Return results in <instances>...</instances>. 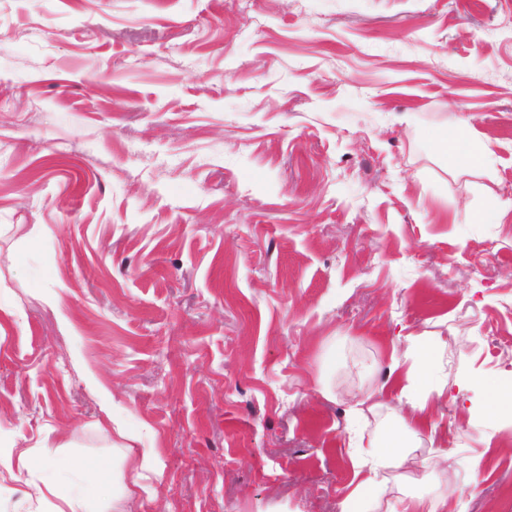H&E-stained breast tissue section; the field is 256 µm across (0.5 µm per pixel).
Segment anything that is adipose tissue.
I'll use <instances>...</instances> for the list:
<instances>
[{"mask_svg":"<svg viewBox=\"0 0 512 512\" xmlns=\"http://www.w3.org/2000/svg\"><path fill=\"white\" fill-rule=\"evenodd\" d=\"M435 151L448 159L461 160L474 169H488L491 162L490 151L479 144L469 121L462 120L453 126H446L433 132L431 136ZM408 350L405 353H392L393 368H405L406 378L412 391L422 393L423 398L412 405L410 411L402 414L400 420L404 430L424 426L428 400L443 393L436 379L440 353L424 337L411 336L407 339ZM411 450L404 441L401 432H388L385 438L369 445H354L350 459L357 472L364 478L356 488L339 504L340 512H371L375 501L384 493L377 481L380 472L401 465Z\"/></svg>","mask_w":512,"mask_h":512,"instance_id":"obj_1","label":"adipose tissue"}]
</instances>
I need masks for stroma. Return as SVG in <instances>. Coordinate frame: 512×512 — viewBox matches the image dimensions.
<instances>
[{
    "label": "stroma",
    "mask_w": 512,
    "mask_h": 512,
    "mask_svg": "<svg viewBox=\"0 0 512 512\" xmlns=\"http://www.w3.org/2000/svg\"><path fill=\"white\" fill-rule=\"evenodd\" d=\"M463 119L492 169L432 149ZM0 287V512H338L409 335L446 388L385 500L512 512V0H0ZM480 386L484 389L487 401H488V408L491 413H495L497 411H500V406L503 404V394L506 391L510 390V400H511V392H512V386L511 382H498L494 379L489 380H481Z\"/></svg>",
    "instance_id": "obj_1"
}]
</instances>
